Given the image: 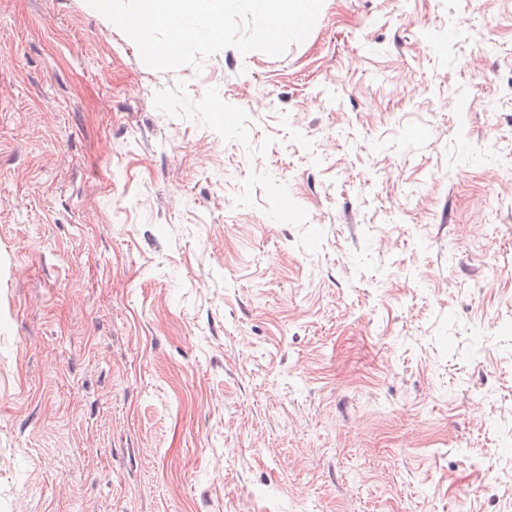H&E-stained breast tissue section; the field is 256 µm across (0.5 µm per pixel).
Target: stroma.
Wrapping results in <instances>:
<instances>
[{
  "label": "stroma",
  "mask_w": 512,
  "mask_h": 512,
  "mask_svg": "<svg viewBox=\"0 0 512 512\" xmlns=\"http://www.w3.org/2000/svg\"><path fill=\"white\" fill-rule=\"evenodd\" d=\"M0 512H512V0H0Z\"/></svg>",
  "instance_id": "1"
}]
</instances>
